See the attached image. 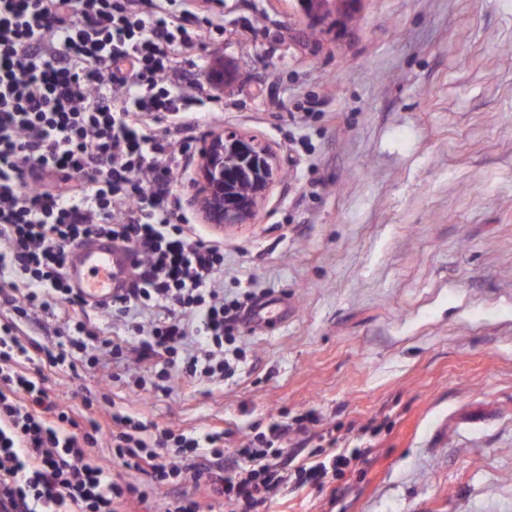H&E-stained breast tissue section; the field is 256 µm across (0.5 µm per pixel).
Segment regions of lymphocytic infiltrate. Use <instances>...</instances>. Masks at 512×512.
<instances>
[{"mask_svg":"<svg viewBox=\"0 0 512 512\" xmlns=\"http://www.w3.org/2000/svg\"><path fill=\"white\" fill-rule=\"evenodd\" d=\"M223 31L224 0H0V512H125L185 480L230 512H263L290 482L324 484L348 465L318 448L289 470L278 424L230 452L218 426L198 436L121 412L106 426L109 395H84L78 416L47 385L51 371L100 368L103 352L110 381L132 359L135 386L155 394L224 380L243 358L232 341L255 294L225 296L224 241L175 191L203 113L223 105L199 79ZM100 236L134 256L98 308L127 320L124 339L90 324L66 277L71 250ZM57 308L66 328L49 346L37 315ZM145 311L153 320L133 321ZM104 438L145 485L108 480L91 455Z\"/></svg>","mask_w":512,"mask_h":512,"instance_id":"1","label":"lymphocytic infiltrate"}]
</instances>
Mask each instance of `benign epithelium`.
<instances>
[{"label": "benign epithelium", "mask_w": 512, "mask_h": 512, "mask_svg": "<svg viewBox=\"0 0 512 512\" xmlns=\"http://www.w3.org/2000/svg\"><path fill=\"white\" fill-rule=\"evenodd\" d=\"M351 0H301L307 13L347 10ZM202 185L197 202L209 224H243L254 213L278 173L270 150L252 136L224 129L211 134L201 153Z\"/></svg>", "instance_id": "1"}]
</instances>
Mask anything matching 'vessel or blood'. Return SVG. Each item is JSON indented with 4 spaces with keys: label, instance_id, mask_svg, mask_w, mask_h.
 <instances>
[{
    "label": "vessel or blood",
    "instance_id": "obj_1",
    "mask_svg": "<svg viewBox=\"0 0 512 512\" xmlns=\"http://www.w3.org/2000/svg\"><path fill=\"white\" fill-rule=\"evenodd\" d=\"M129 267V256L100 238L78 245L66 269L73 285L89 303L96 304L111 300L113 289L122 287Z\"/></svg>",
    "mask_w": 512,
    "mask_h": 512
}]
</instances>
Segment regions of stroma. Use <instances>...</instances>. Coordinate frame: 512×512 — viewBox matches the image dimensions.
Segmentation results:
<instances>
[{
  "label": "stroma",
  "instance_id": "1",
  "mask_svg": "<svg viewBox=\"0 0 512 512\" xmlns=\"http://www.w3.org/2000/svg\"><path fill=\"white\" fill-rule=\"evenodd\" d=\"M224 127L279 176L224 240V292L275 301L221 384L113 387L188 432L308 412L351 456L266 512H512V0H224ZM294 119L282 118L277 99Z\"/></svg>",
  "mask_w": 512,
  "mask_h": 512
}]
</instances>
